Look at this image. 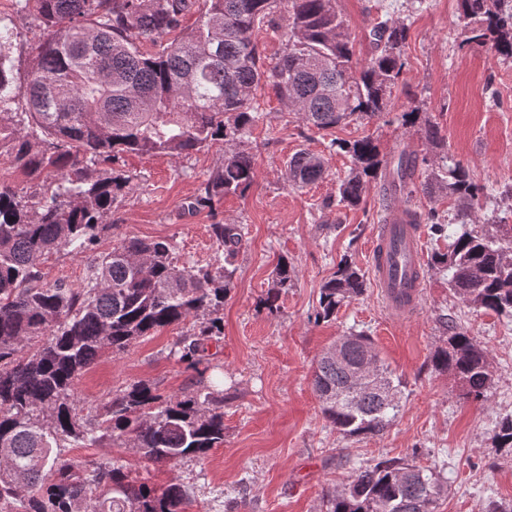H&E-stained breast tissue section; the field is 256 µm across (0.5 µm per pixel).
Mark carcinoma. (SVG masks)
Masks as SVG:
<instances>
[{
  "label": "carcinoma",
  "instance_id": "carcinoma-1",
  "mask_svg": "<svg viewBox=\"0 0 512 512\" xmlns=\"http://www.w3.org/2000/svg\"><path fill=\"white\" fill-rule=\"evenodd\" d=\"M469 41L495 57L512 58V0H458ZM40 32L37 53L17 83L10 50L19 35L0 17V157L22 175L45 176L38 191L0 184V512H184L186 493L129 479L123 466L68 454L120 441L156 464L203 458L224 444V390L206 385L193 395L165 397L138 381L115 395L95 418L83 416L75 390L82 373L105 350L126 352L137 340L209 315L179 338L173 356L194 370L222 335L219 316L233 271L223 265H178L167 240L127 238L92 258L81 288L42 283L49 254L90 250L131 179L112 168L126 153L179 157L224 143V159L187 204L243 194L255 182L253 154L243 145L255 121L260 90H269L310 128L331 130L351 121L384 118L406 62L407 27L377 21L371 55L355 69L354 44L336 0H15ZM197 14L192 27L186 16ZM285 39L273 63L262 58L255 29ZM181 36L163 41L172 32ZM156 47L145 52L146 43ZM429 149H447L437 123L414 107L401 115ZM351 158L338 203L356 207L370 180L409 205L417 194H446L456 202L457 228L436 212L411 210L412 223L452 239L432 267L448 273L464 303L512 317V235L477 229L476 213L494 196L449 156L402 155L386 164L374 139L336 141ZM110 165L98 176L101 165ZM428 172L417 181L419 170ZM296 187L323 178L322 157L306 150L286 162ZM228 257L242 243L237 224L212 225ZM364 274L344 258L320 289L317 322L335 317L363 294ZM433 366L454 374L479 400L493 381L486 351L468 332L448 326V347ZM375 369L386 391L368 385L348 400L354 373ZM313 391L340 434H383L396 417L400 381L384 366L369 337L346 342L341 356L316 362ZM499 448L512 449V416L495 430ZM444 486L434 472L404 458L352 464L346 483L325 493L327 512H433Z\"/></svg>",
  "mask_w": 512,
  "mask_h": 512
}]
</instances>
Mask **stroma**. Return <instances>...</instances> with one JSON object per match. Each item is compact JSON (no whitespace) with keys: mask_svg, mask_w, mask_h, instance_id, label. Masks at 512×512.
Returning a JSON list of instances; mask_svg holds the SVG:
<instances>
[{"mask_svg":"<svg viewBox=\"0 0 512 512\" xmlns=\"http://www.w3.org/2000/svg\"><path fill=\"white\" fill-rule=\"evenodd\" d=\"M355 44V66L369 57L370 24L405 22L406 68L391 94L389 119L349 123L320 131L306 127L273 93H259L257 118L245 138L257 178L242 195L187 211L200 184L218 165L222 145L177 158L125 155L117 164L131 189L112 211L96 252L111 251L125 237L168 239L179 263H214L211 226L237 224L243 241L232 260L234 275L224 299V331L209 348L211 370L198 375L173 356L179 336L197 322L161 330L122 354L105 353L76 385L83 407L96 408L137 381L166 396L196 392L200 379L224 383V443L205 458L156 464L130 454L121 443L75 449L90 461L123 464L131 479L156 488L186 487L185 512H326L323 498L341 486L349 460L372 465L384 455L415 459L447 486L435 512H512V450L498 448V421L512 415V319L477 311L456 298L442 272L428 269L417 312L393 319L374 285L342 306L334 319L315 322L320 288L341 258L370 270V249L381 219L379 183H370L361 207L337 206L340 181L350 160L330 149L331 140L373 135L382 155L425 153L427 144L400 115L420 107L436 122L448 152L473 180L498 189L512 183V59L503 60L469 44V28L458 0H337ZM326 159L316 184L295 188L285 179V162L298 150ZM287 259L295 270L285 288L276 286V265ZM47 283L83 287L85 255L59 252L42 263ZM278 289L277 312L263 301ZM448 315L483 347L494 373L486 398L468 399L457 378L433 370L434 352L445 346ZM371 336L381 358L403 383L398 415L383 435L344 437L324 417L312 389V367L320 352L345 332Z\"/></svg>","mask_w":512,"mask_h":512,"instance_id":"stroma-1","label":"stroma"}]
</instances>
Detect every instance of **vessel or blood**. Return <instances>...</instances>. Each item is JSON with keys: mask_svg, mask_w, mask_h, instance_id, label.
Masks as SVG:
<instances>
[{"mask_svg": "<svg viewBox=\"0 0 512 512\" xmlns=\"http://www.w3.org/2000/svg\"><path fill=\"white\" fill-rule=\"evenodd\" d=\"M374 284L387 310L395 317L412 314L425 282L422 237L404 206L390 209L377 225L371 250Z\"/></svg>", "mask_w": 512, "mask_h": 512, "instance_id": "obj_1", "label": "vessel or blood"}]
</instances>
